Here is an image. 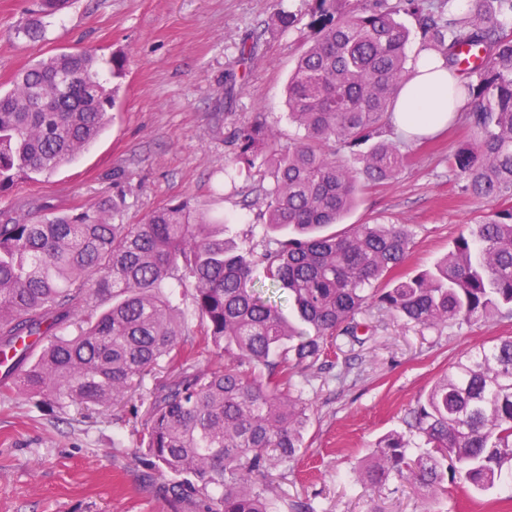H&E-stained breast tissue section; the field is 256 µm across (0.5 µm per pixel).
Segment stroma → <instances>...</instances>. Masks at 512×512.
<instances>
[{
	"label": "stroma",
	"mask_w": 512,
	"mask_h": 512,
	"mask_svg": "<svg viewBox=\"0 0 512 512\" xmlns=\"http://www.w3.org/2000/svg\"><path fill=\"white\" fill-rule=\"evenodd\" d=\"M36 0H0V89L28 63L95 49L126 60L109 123L75 160L0 193V213L16 217L97 210L113 199L114 223L135 224L167 202L190 200L227 237L263 247L266 167L227 177L246 125L293 144L285 90L311 32V0H70L33 42L17 29ZM292 14L282 26L280 13ZM469 129L458 120L410 141L394 178L363 187L357 205L332 230L353 224L405 225L411 244L402 272L431 267L452 241L490 212L463 191L452 163ZM363 344L338 339L333 369H309L298 384L311 421L297 459L272 465L279 505L314 512H424L419 493L397 480L380 486L348 473L406 409L468 348L512 336V314L422 330L385 309L359 316ZM146 411L140 399L85 412L39 395L0 391V512H192L173 505L159 474L135 455Z\"/></svg>",
	"instance_id": "obj_1"
}]
</instances>
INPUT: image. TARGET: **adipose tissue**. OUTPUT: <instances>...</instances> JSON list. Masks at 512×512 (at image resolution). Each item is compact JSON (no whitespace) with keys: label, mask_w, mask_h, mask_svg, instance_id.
I'll return each mask as SVG.
<instances>
[{"label":"adipose tissue","mask_w":512,"mask_h":512,"mask_svg":"<svg viewBox=\"0 0 512 512\" xmlns=\"http://www.w3.org/2000/svg\"><path fill=\"white\" fill-rule=\"evenodd\" d=\"M412 69L410 81L397 96L392 123L399 132L416 138L443 128L465 110L467 101L452 97L454 79L434 55L419 53Z\"/></svg>","instance_id":"1"}]
</instances>
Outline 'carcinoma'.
<instances>
[{"label":"carcinoma","mask_w":512,"mask_h":512,"mask_svg":"<svg viewBox=\"0 0 512 512\" xmlns=\"http://www.w3.org/2000/svg\"><path fill=\"white\" fill-rule=\"evenodd\" d=\"M452 0H312L313 32L288 82L289 117L302 131L281 148L267 130L242 128L232 164L263 157L267 232L260 252L224 238L190 200L171 201L138 224H114L112 199L93 214L0 221V348L42 336L12 389L49 396L60 409L117 405L160 362L180 365L149 394L136 444L150 469L167 477L162 493L195 512H276L263 481L271 459H296L310 407L295 378L327 366L333 338L361 344L363 310L377 306L422 330L512 313V0L472 17ZM22 28L41 36L44 18L68 0H38ZM455 79L454 95L474 105L471 139L454 155L463 189L490 213L468 225L431 270L396 278L410 249L402 224L321 230L353 207L364 182L396 176L408 154L387 138L399 90L410 80L409 31ZM463 45L489 66L470 69ZM95 52L42 58L0 92V192L19 178L48 175L72 161L103 130L118 87L100 79ZM337 144L361 167L325 153ZM288 290L300 325L255 288L253 272ZM193 288L202 330L195 336L173 288ZM204 345L224 362L190 363ZM360 463L371 486L407 482L426 512L447 483L477 493L512 488V337L468 349L405 412ZM222 487L214 499L208 487Z\"/></svg>","instance_id":"carcinoma-1"}]
</instances>
